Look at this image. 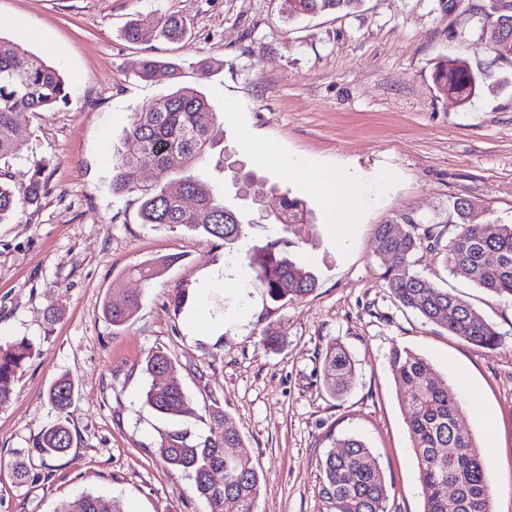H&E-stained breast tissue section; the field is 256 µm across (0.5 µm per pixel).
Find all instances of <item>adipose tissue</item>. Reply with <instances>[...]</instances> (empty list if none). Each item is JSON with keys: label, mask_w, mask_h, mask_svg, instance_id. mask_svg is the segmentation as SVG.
Here are the masks:
<instances>
[{"label": "adipose tissue", "mask_w": 512, "mask_h": 512, "mask_svg": "<svg viewBox=\"0 0 512 512\" xmlns=\"http://www.w3.org/2000/svg\"><path fill=\"white\" fill-rule=\"evenodd\" d=\"M289 169L299 171L309 183L311 189L325 201L339 204V222L333 232L339 247H347L349 234L347 228L358 211L359 180L357 175L342 173L326 168H313L302 160L291 158L287 161Z\"/></svg>", "instance_id": "1"}]
</instances>
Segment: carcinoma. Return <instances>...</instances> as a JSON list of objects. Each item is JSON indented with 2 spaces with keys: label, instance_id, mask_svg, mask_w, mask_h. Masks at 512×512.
Returning <instances> with one entry per match:
<instances>
[{
  "label": "carcinoma",
  "instance_id": "carcinoma-1",
  "mask_svg": "<svg viewBox=\"0 0 512 512\" xmlns=\"http://www.w3.org/2000/svg\"><path fill=\"white\" fill-rule=\"evenodd\" d=\"M288 14L299 17L321 12H349L361 0H285ZM482 37L498 52L512 51V0H483ZM152 29L158 35L179 39L184 24L172 15L157 16ZM161 70L177 77L178 66L146 56L136 63V72L150 79ZM438 90L467 103L483 83L482 71L465 58L440 61L434 73ZM69 92L57 69L30 54L17 43L0 38V222L18 208L38 206L47 182L42 170H34L26 184H15L11 162L21 158L24 143L18 116L65 104ZM218 116L207 98L178 89L132 113L119 146L114 151L112 190L135 193L141 202L144 224L184 226L224 244L244 238V215L239 200H263L271 212L269 222L285 227L304 220L306 203L266 187L251 172L235 173L229 185L219 189L202 179L197 167L213 148L210 130ZM458 231L451 237L432 231L420 238L410 230L398 236L388 225H379L376 251L393 255L384 268L383 287L404 308L426 322L481 348H494L502 341L498 326L453 292L436 286L415 269V254L430 250L443 257L448 273L497 297L512 299V224H498L491 232L479 221L482 210L471 200L452 204ZM275 242L245 253L249 266L276 303H288L315 291L317 276L279 249ZM493 253L490 262L484 254ZM139 303L131 294L120 305L110 304L106 315L114 326L125 324ZM32 355L24 339L0 343V406L11 400V384ZM394 377L403 388V403L411 447L418 460L424 512H491V479L485 451L460 425L463 408L456 389L436 376L428 362L408 348L395 347L389 357ZM171 358L158 350L145 359L147 377L144 405L160 416L193 413L183 388L170 375ZM327 391L343 394L353 375L351 360L342 346L330 344L324 354ZM74 383L68 376L56 379L46 392L47 402L58 414L70 407ZM209 435L196 436L182 428L158 431L157 454L171 469L188 474L192 489L208 505V512H259L260 475L251 457L241 454L240 433L229 425L217 401L208 406ZM73 435L63 421L42 431L37 451L53 458L72 447ZM343 452H337V449ZM319 467L323 493L336 512H387L389 489L370 448L360 438L348 435L334 444ZM224 472V483L216 484L212 473ZM56 512H122L116 502L102 495L83 492L63 503Z\"/></svg>",
  "mask_w": 512,
  "mask_h": 512
}]
</instances>
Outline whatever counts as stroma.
Listing matches in <instances>:
<instances>
[{
    "instance_id": "obj_1",
    "label": "stroma",
    "mask_w": 512,
    "mask_h": 512,
    "mask_svg": "<svg viewBox=\"0 0 512 512\" xmlns=\"http://www.w3.org/2000/svg\"><path fill=\"white\" fill-rule=\"evenodd\" d=\"M482 0H363L354 13L289 19L283 0H0V37L42 57L65 77V106L19 117L23 157L16 183L35 165L48 190L35 210L0 222V341L25 338L32 356L0 407V512H56L82 492L116 500L125 512H207L191 480L155 451L166 420L142 402L141 365L160 349L194 415L182 423L209 431L205 407L218 400L256 463L259 512H333L318 462L335 440L361 437L389 487L387 512H423L418 461L389 365L405 347L459 387L462 419L484 448L491 512H512V300L449 276L440 256L421 250L415 267L497 324L499 346L468 344L402 308L383 288L387 263L375 250L378 225L400 223L416 235L452 224L465 198L483 221L512 224V54L481 38ZM172 13L185 26L171 42L146 33L124 39L135 19ZM151 54L178 63V78L136 76ZM462 57L485 73L483 92L466 104L444 96L432 75ZM217 63L209 76L198 66ZM181 87L219 114L214 147L200 167L220 183L253 171L303 199L310 219L282 227L251 222L241 245L185 227L142 223L136 195L112 191V155L132 112ZM357 173L361 208L347 248L332 234L338 219L278 158ZM287 240L291 259L319 278L316 291L272 303L241 251ZM170 259L152 287L128 270ZM185 292V311L172 298ZM138 293L141 306L123 326L106 303ZM223 322L220 339L192 337L189 310ZM247 312L245 322L233 315ZM272 328L282 343L270 347ZM350 355L346 393L325 390L323 356L331 343ZM69 376L75 386L65 418L73 445L43 464L39 433L58 416L44 398ZM28 457L17 480L10 466Z\"/></svg>"
}]
</instances>
